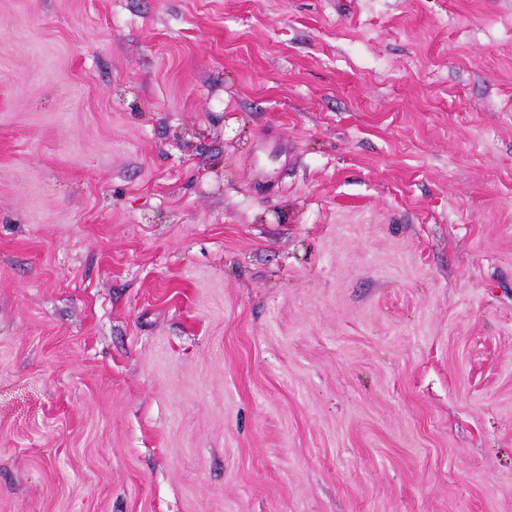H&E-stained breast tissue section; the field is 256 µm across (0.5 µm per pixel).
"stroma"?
<instances>
[{
	"label": "stroma",
	"mask_w": 512,
	"mask_h": 512,
	"mask_svg": "<svg viewBox=\"0 0 512 512\" xmlns=\"http://www.w3.org/2000/svg\"><path fill=\"white\" fill-rule=\"evenodd\" d=\"M0 512H512V0H0Z\"/></svg>",
	"instance_id": "stroma-1"
}]
</instances>
